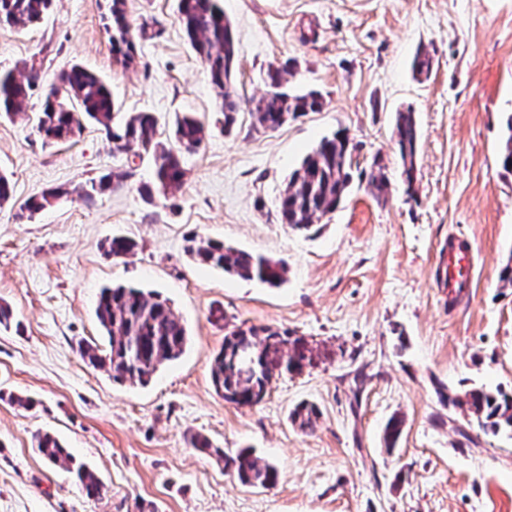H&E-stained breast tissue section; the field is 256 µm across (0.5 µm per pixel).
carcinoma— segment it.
I'll list each match as a JSON object with an SVG mask.
<instances>
[{
    "mask_svg": "<svg viewBox=\"0 0 512 512\" xmlns=\"http://www.w3.org/2000/svg\"><path fill=\"white\" fill-rule=\"evenodd\" d=\"M105 9L106 27L112 34V53L128 58L136 52L130 25L125 12V0H111ZM52 0H0V22L14 27H28L37 23L49 10ZM179 21L193 48L204 64L219 98L224 116V132L236 127L239 114L238 97L234 89L236 44L232 26L224 15L219 0H179ZM288 64L269 70V90L251 112L252 127L256 130H277L290 120L323 107L319 93L310 91L294 94L284 86L282 73ZM36 74L16 69L0 71V114L17 115L24 110L34 87ZM63 101L46 98L37 115L36 131L47 143L70 141L82 129V120H90L103 127L112 138L115 149L123 151L138 148L150 158L154 182L141 187L148 202L155 195L168 193L181 186L186 176L183 156L198 150L205 138L203 124L191 114L178 118L173 133L174 144L159 141L156 119L151 112H132L120 130L111 126L115 104L105 81L79 64L72 65L64 74ZM396 143L403 164L407 194H413L415 159L418 150V128L414 113L400 111L395 121ZM352 143L345 130L324 137L305 156L296 169L280 198L282 223L298 231H310L316 221L334 212L347 192L354 165ZM501 166L512 172V115L505 124ZM129 173L120 171L112 177L90 180L79 191L86 199L110 187L121 185ZM368 184L373 193L384 196L389 180L383 168L370 174ZM69 193L55 188L28 200L21 210L36 212L49 203V199ZM137 244L125 237H114L104 246L105 253L122 259L132 253ZM185 253L195 262L220 269L244 280H257L270 287L286 281L287 268L280 260L245 250L235 249L209 237L193 234L186 238ZM96 317L107 336L108 346L83 343L82 358L92 367L111 373L117 382L131 381L141 385L149 383L160 366L178 359L188 341L186 326L173 314L167 301L159 295L131 287L102 289ZM252 356L253 369L242 370V353ZM312 362L311 350L300 338L270 327L236 328L224 336V344L216 353L211 367V380L224 400L239 406L259 404L274 381L284 373L301 372ZM448 404L466 408L486 434L512 435V393L494 392L483 388L472 389L464 397L444 395ZM291 422L302 431L315 429L319 419L316 405L303 402L290 413ZM403 421L391 418L385 427V441L393 448L399 439ZM35 443L43 459L54 466L66 468L75 474L84 494L89 498L106 496L107 489L97 474L83 463H78L68 449L49 432L35 435ZM189 445L201 454L224 463V471L235 476L242 484L268 488L277 481L276 468L253 454L241 449L234 455L215 448L200 435H191Z\"/></svg>",
    "mask_w": 512,
    "mask_h": 512,
    "instance_id": "1",
    "label": "carcinoma"
}]
</instances>
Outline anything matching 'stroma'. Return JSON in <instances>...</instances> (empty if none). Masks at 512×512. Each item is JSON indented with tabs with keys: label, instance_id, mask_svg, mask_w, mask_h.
<instances>
[{
	"label": "stroma",
	"instance_id": "35a3bbf8",
	"mask_svg": "<svg viewBox=\"0 0 512 512\" xmlns=\"http://www.w3.org/2000/svg\"><path fill=\"white\" fill-rule=\"evenodd\" d=\"M237 46L243 99L268 89L269 68L317 91L321 111L274 131L241 113L222 127L216 93L177 20V0H127L135 66L112 56L102 0H53L35 27L0 25V70L33 66L39 79L23 114L0 119V173L13 192L0 205V303L17 327L0 330V512H512V437L485 434L441 399L478 388L512 391V175L501 167L512 114V0H221ZM426 50L429 74L412 71ZM81 64L109 85L119 115L150 112L170 141L176 115L205 127L186 176L146 202L148 159L116 154L97 125L68 144H44L40 112L63 69ZM419 130L414 194H407L395 116ZM346 129L356 146L352 184L311 231L282 224L289 177L319 140ZM380 163L389 193L376 199L367 173ZM121 186L87 201L75 187L114 170ZM66 196L28 219L30 197ZM283 260L271 288L190 260L185 238ZM475 256L474 284L449 300L440 256L452 236ZM115 236L137 248L108 257ZM124 285L168 300L188 329L179 359L144 386L89 367L81 343L104 344L95 315L101 288ZM269 326L303 338L310 366L283 374L263 401L241 407L212 385L214 354L233 327ZM365 372L356 385V372ZM30 399V407L14 397ZM310 402L316 430L291 424ZM404 421L395 448L384 430ZM54 433L106 485L91 499L50 467L34 435ZM234 454L251 447L274 464L269 488L241 485L223 463L198 454L187 433Z\"/></svg>",
	"mask_w": 512,
	"mask_h": 512
}]
</instances>
